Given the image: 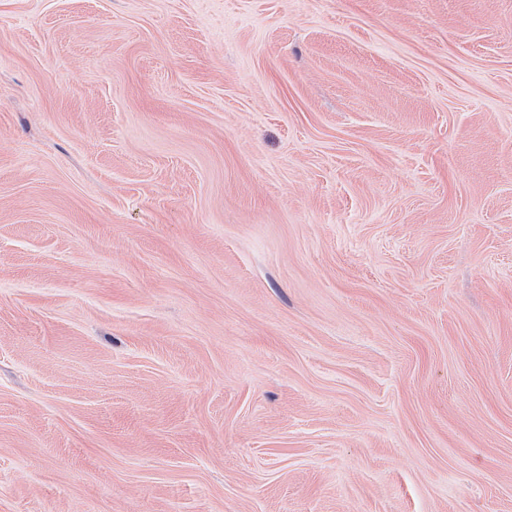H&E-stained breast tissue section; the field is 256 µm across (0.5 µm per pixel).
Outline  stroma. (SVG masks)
Segmentation results:
<instances>
[{
	"label": "stroma",
	"instance_id": "1",
	"mask_svg": "<svg viewBox=\"0 0 512 512\" xmlns=\"http://www.w3.org/2000/svg\"><path fill=\"white\" fill-rule=\"evenodd\" d=\"M0 512H512V0H0Z\"/></svg>",
	"mask_w": 512,
	"mask_h": 512
}]
</instances>
